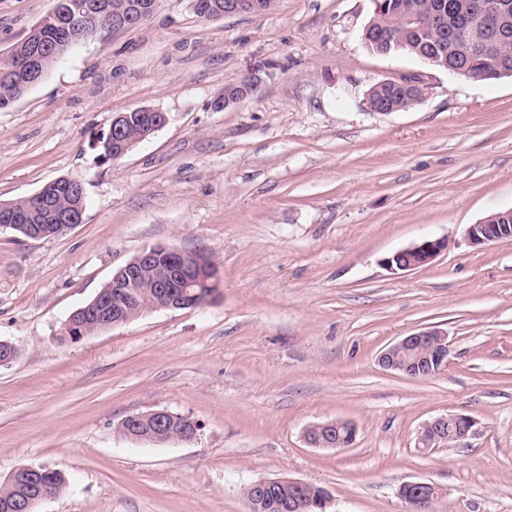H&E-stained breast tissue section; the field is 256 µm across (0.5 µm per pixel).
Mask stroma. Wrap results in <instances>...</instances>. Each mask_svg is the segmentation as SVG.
<instances>
[{
  "label": "stroma",
  "instance_id": "1",
  "mask_svg": "<svg viewBox=\"0 0 512 512\" xmlns=\"http://www.w3.org/2000/svg\"><path fill=\"white\" fill-rule=\"evenodd\" d=\"M55 0H0V50ZM373 0H276L262 16L199 18L159 0L120 32L72 46L0 110V201L67 177L81 224L32 240L0 229V483L23 466L67 486L36 512H248L253 482L327 490L335 512H411L401 484L431 482L434 512H512V241L467 229L512 208V79L454 78L364 46ZM421 75L424 99L370 111L378 81ZM256 76L217 111L226 86ZM169 121L116 162L98 139L121 112ZM427 238L453 244L392 272L383 260ZM202 249L221 283L207 303L144 313L78 342L70 314L144 248ZM439 328L447 368L411 379L382 350ZM201 425L163 445L118 433L132 413ZM461 413L467 445L421 452L422 425ZM357 427L342 449L311 426ZM339 425H346L349 430V436L346 439L337 437L336 440L333 439L335 434V430L338 429ZM317 429L318 431H323L327 436V440L323 441L320 444H316L313 442L310 437V430ZM356 438V428L349 422L343 420H331L321 424L314 425L306 430L304 434L305 442L311 447H321V448H346L352 445Z\"/></svg>",
  "mask_w": 512,
  "mask_h": 512
}]
</instances>
